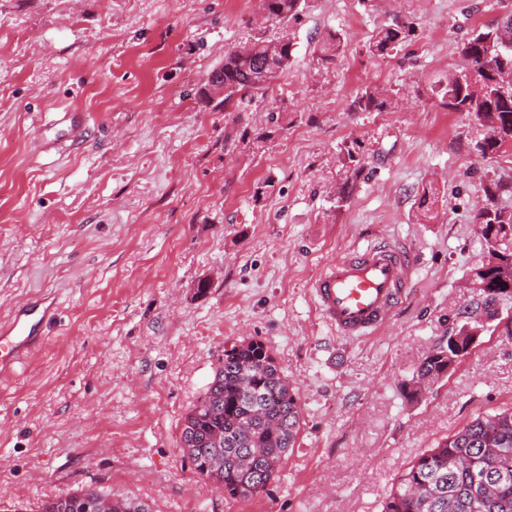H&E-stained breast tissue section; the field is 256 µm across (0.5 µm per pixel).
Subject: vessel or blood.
I'll return each instance as SVG.
<instances>
[{"mask_svg": "<svg viewBox=\"0 0 512 512\" xmlns=\"http://www.w3.org/2000/svg\"><path fill=\"white\" fill-rule=\"evenodd\" d=\"M414 267L409 253L370 244L339 258L312 282L315 306L337 335L360 338L380 329L403 302ZM56 315L55 301L37 299L0 324V374L42 344L41 326Z\"/></svg>", "mask_w": 512, "mask_h": 512, "instance_id": "obj_1", "label": "vessel or blood"}]
</instances>
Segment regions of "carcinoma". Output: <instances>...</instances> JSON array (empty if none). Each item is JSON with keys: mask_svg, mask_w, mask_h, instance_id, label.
<instances>
[{"mask_svg": "<svg viewBox=\"0 0 512 512\" xmlns=\"http://www.w3.org/2000/svg\"><path fill=\"white\" fill-rule=\"evenodd\" d=\"M303 0H266L269 21L280 23L298 17ZM507 26L500 24L474 31L460 45V55L473 72L471 82L447 76L429 81V95L451 112H468L484 128L481 155L512 164V90L499 93V78L512 72V50L501 47L503 33L512 35V14ZM410 27L396 23L379 30L369 53H389L409 35ZM339 35L319 47L321 61L333 64L343 51ZM293 42L259 40L248 53L224 54L219 70L231 92L224 103L236 104L242 112L251 94L263 89L288 67ZM387 95L368 88L354 101L361 111H381ZM493 181L484 189L487 202L475 215L484 226L488 254L497 266L479 262L469 279L487 308L492 289H512V210L498 206L503 191ZM437 189L423 188L417 202L420 219L434 218ZM452 365L448 350L440 348L425 357L416 376L405 386L409 399H416ZM301 429V407L297 389L280 370L270 350L258 341H242L224 351V360L196 405L186 414L182 448L196 472L222 486L231 498H246L261 491L277 472L282 459L294 447ZM151 512L148 504L129 497H109L95 489L67 494L43 505V512ZM382 512H512V408L476 417L465 427L428 449L411 462L393 484Z\"/></svg>", "mask_w": 512, "mask_h": 512, "instance_id": "cac0c4a2", "label": "carcinoma"}]
</instances>
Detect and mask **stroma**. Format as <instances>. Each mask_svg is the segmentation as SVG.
I'll return each instance as SVG.
<instances>
[{
    "label": "stroma",
    "instance_id": "1",
    "mask_svg": "<svg viewBox=\"0 0 512 512\" xmlns=\"http://www.w3.org/2000/svg\"><path fill=\"white\" fill-rule=\"evenodd\" d=\"M512 0H303L266 24L260 0H0V321L44 294L46 342L0 376V512L92 487L153 512H380L400 471L474 417L512 407V298L486 316L468 284L487 253L473 221L490 181L473 115L428 95L459 46ZM412 27L389 55L373 35ZM341 33L336 64L319 43ZM289 35L291 60L246 111L202 98L239 44ZM393 93L360 111L369 87ZM86 118L83 144L57 116ZM357 150L348 201L341 150ZM273 182L264 191L265 182ZM434 220L416 218L423 187ZM416 261L374 336H336L311 283L357 247ZM205 292H198L200 280ZM480 334L407 400L424 358L462 323ZM258 340L299 392L294 448L265 490L212 491L181 448L186 412L224 348Z\"/></svg>",
    "mask_w": 512,
    "mask_h": 512
}]
</instances>
